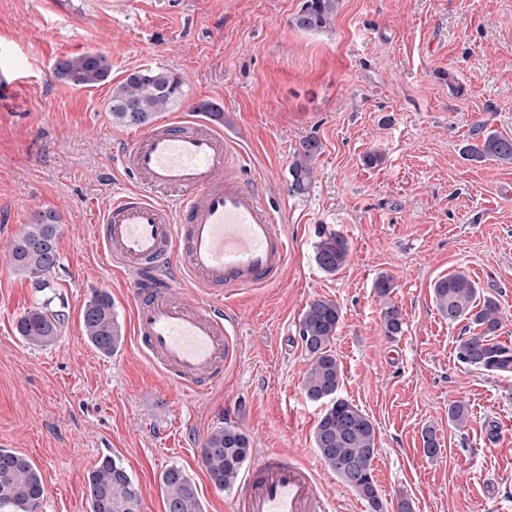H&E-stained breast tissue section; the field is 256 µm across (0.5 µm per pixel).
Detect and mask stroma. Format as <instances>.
<instances>
[{
	"label": "stroma",
	"mask_w": 512,
	"mask_h": 512,
	"mask_svg": "<svg viewBox=\"0 0 512 512\" xmlns=\"http://www.w3.org/2000/svg\"><path fill=\"white\" fill-rule=\"evenodd\" d=\"M303 0H0V448L27 455L46 493L39 512H88L86 476L105 456L137 484L140 512H164L161 472L182 467L204 512H234L235 490L217 489L201 448L217 427L248 436L253 454H298L318 473L336 512H370L318 456L313 431L324 406L302 390L309 358L299 339L318 298L342 311L331 349L342 397L374 422L373 462L387 512H512V373L459 362L467 322L448 323L434 283L466 273L504 319L512 347V165L463 160L479 122L512 135V0H339L330 28L293 19ZM103 53L111 80L74 88L52 76L59 58ZM180 73L171 115L219 107L225 133L254 158L288 226L284 280L226 299L240 318V357L195 401L169 394L131 335L129 278L101 258L94 218L112 194L117 151L138 128L113 125V84L142 66ZM461 85L455 93L453 85ZM319 153L307 193L288 192L300 142ZM377 158L366 164L367 155ZM41 210L59 217V264L33 287L11 263V240ZM348 242L346 265L314 260L320 229ZM392 276L404 331L381 327L376 281ZM99 289L112 295L124 339L100 355L82 324ZM50 305L64 323L54 343L27 344L17 322ZM460 401L463 428L448 420ZM498 442L487 439L489 424ZM433 428L439 455L426 456Z\"/></svg>",
	"instance_id": "obj_1"
}]
</instances>
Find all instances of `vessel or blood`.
<instances>
[{"label": "vessel or blood", "mask_w": 512, "mask_h": 512, "mask_svg": "<svg viewBox=\"0 0 512 512\" xmlns=\"http://www.w3.org/2000/svg\"><path fill=\"white\" fill-rule=\"evenodd\" d=\"M131 183L96 225L114 274L131 275L132 335L169 390L208 395L238 358L228 295L282 281L288 231L272 197L247 179L250 154L213 122L158 120L118 155ZM238 512H333L315 470L285 450L260 454Z\"/></svg>", "instance_id": "vessel-or-blood-1"}]
</instances>
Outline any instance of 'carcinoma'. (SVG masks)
Masks as SVG:
<instances>
[{
  "instance_id": "1",
  "label": "carcinoma",
  "mask_w": 512,
  "mask_h": 512,
  "mask_svg": "<svg viewBox=\"0 0 512 512\" xmlns=\"http://www.w3.org/2000/svg\"><path fill=\"white\" fill-rule=\"evenodd\" d=\"M338 0H304L294 18L305 31L327 28L337 9ZM111 69L106 57L86 51L55 61L54 79L72 87H94L106 83ZM184 80L179 73L161 68L141 67L130 72L112 87L108 108L117 126H147L156 115L165 112L183 97ZM471 142L461 153L468 161H495L512 165V137L489 131L484 124L473 126ZM318 143L304 140L289 165V191L301 195L311 182ZM14 269L37 288H47L45 275L58 265V217L52 210L39 211L32 224L10 246ZM349 257L347 240L335 232L319 236L315 244V262L320 269L334 274ZM377 292L384 299L382 329L396 337L403 332L401 310L388 300L393 281L381 277ZM475 282L457 272L440 278L433 286V296L440 313L448 322L467 321L475 334L460 339L458 360L493 374L512 372V348L493 341L491 335L502 324L499 304L487 297L477 303ZM341 310L336 302L316 299L305 308L300 319L299 336L311 359L303 379V391L312 402L326 408L318 418L314 448L336 477L365 500L372 512H386L376 485L373 461L377 433L369 416L348 399L340 396L343 374L332 354L331 344L341 324ZM64 315L37 307L17 323V333L32 345H49L58 336ZM87 340L102 355L110 356L120 347L122 328L113 310L112 295L106 290L93 294L82 311ZM468 409L462 402L448 406V421L462 427ZM251 454L249 438L233 427H217L201 448L202 462L210 481L219 489H231L240 479ZM89 512H140V492L127 469L106 456L87 473ZM165 512H203L197 487L181 467L172 465L161 475ZM45 488L39 469L24 454L0 448V512H38Z\"/></svg>"
}]
</instances>
